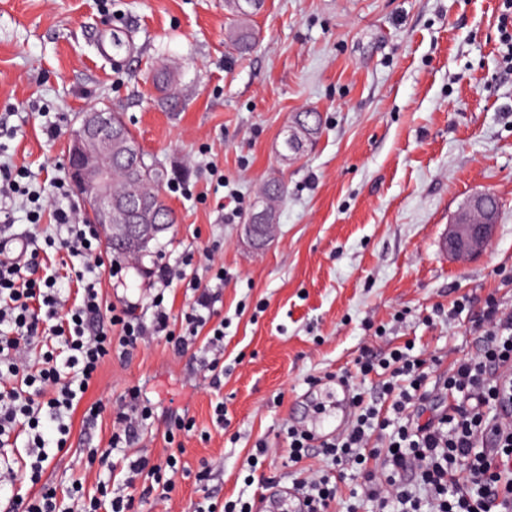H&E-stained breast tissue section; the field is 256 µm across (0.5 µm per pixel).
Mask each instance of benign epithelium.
<instances>
[{
  "label": "benign epithelium",
  "instance_id": "benign-epithelium-1",
  "mask_svg": "<svg viewBox=\"0 0 512 512\" xmlns=\"http://www.w3.org/2000/svg\"><path fill=\"white\" fill-rule=\"evenodd\" d=\"M135 150L125 129L112 124V115L93 108L84 113L79 134L70 137L68 172L81 195L89 223L98 225L105 243L120 239L129 251L164 232L152 207L133 204L115 178V168L131 166ZM473 197L448 224L445 247L458 259L478 256L491 245L497 224Z\"/></svg>",
  "mask_w": 512,
  "mask_h": 512
}]
</instances>
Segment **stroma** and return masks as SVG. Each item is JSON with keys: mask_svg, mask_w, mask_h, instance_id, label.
<instances>
[{"mask_svg": "<svg viewBox=\"0 0 512 512\" xmlns=\"http://www.w3.org/2000/svg\"><path fill=\"white\" fill-rule=\"evenodd\" d=\"M505 0H265L245 18L255 47L239 56L225 0H0V158L46 184L67 166L83 112H122L144 151L169 174L176 222L154 256L118 260L102 276L108 301L149 306L153 265L213 250L224 265V379L189 378V357L156 339L126 362L106 363L84 402L96 425L71 415V446L47 469L56 483L84 477V449L105 445L112 403L140 388L154 407L149 451L161 455L170 417L196 422L181 464L191 476L173 500L139 512H194L204 493L262 500L269 478L291 486L286 428L312 412L301 395L317 380L348 379L372 398L383 382L361 376L365 351L411 345L438 380L475 353L471 333L488 297L512 310V60L499 38ZM132 36L121 61L96 51L101 33ZM167 69L177 110L156 75ZM321 116L302 154L282 148L294 113ZM64 117L48 139L42 115ZM284 181L268 244L254 249L248 215L264 185ZM478 192L497 196L500 219L481 256L444 249L448 223ZM461 314H452L457 302ZM223 402L226 421L212 420ZM261 468L246 459L257 440ZM209 466L200 489L194 472Z\"/></svg>", "mask_w": 512, "mask_h": 512, "instance_id": "obj_1", "label": "stroma"}]
</instances>
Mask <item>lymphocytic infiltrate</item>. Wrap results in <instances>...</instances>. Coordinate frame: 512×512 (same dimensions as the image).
Listing matches in <instances>:
<instances>
[{
	"label": "lymphocytic infiltrate",
	"mask_w": 512,
	"mask_h": 512,
	"mask_svg": "<svg viewBox=\"0 0 512 512\" xmlns=\"http://www.w3.org/2000/svg\"><path fill=\"white\" fill-rule=\"evenodd\" d=\"M27 176L0 164V199H25L29 221L36 224L44 203ZM54 217L56 233L42 242L33 235L18 237L10 217L0 218V512H99L104 505L75 485L59 491L43 476L67 448L69 417L107 361H126L140 344L161 338L178 356L203 346L198 372L210 388H220L224 375V317L217 308L223 266L208 261L212 279L206 283L190 271L193 253L183 256L180 267L156 266L150 275L159 291L144 317L138 303L104 301L94 275L103 264L97 225L80 223L74 210L62 207ZM47 247L64 257L81 283L78 303H69L58 277L39 275ZM177 280L192 296L176 321L163 292ZM472 330L480 347L476 355L454 362L443 381L444 403H431L426 362L408 348L381 358L361 356L362 376L390 372L382 385L389 405L360 404L355 422L323 445L331 471L300 472L293 487L306 512H329L343 465L357 469L378 512H512V408L502 403L512 396V376L500 374L512 366V311L489 298ZM427 409L432 417H424ZM152 414L138 389L129 388L113 413L106 445L87 451L89 469L112 476L115 452L140 443ZM48 425L57 433L55 441L44 437ZM194 427L193 419L174 417L164 432L168 454L128 461L126 491L106 504L110 512H133L139 496L171 499L189 477L207 480V471L193 475L181 465L180 438ZM376 432L388 435L385 452L367 447Z\"/></svg>",
	"instance_id": "obj_1"
}]
</instances>
